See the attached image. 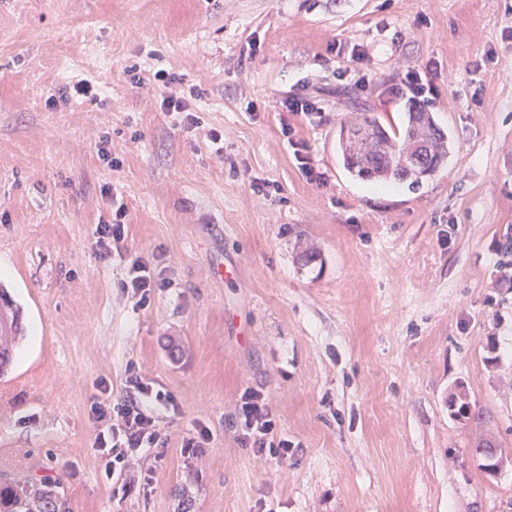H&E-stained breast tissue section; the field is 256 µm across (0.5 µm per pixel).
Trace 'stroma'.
Here are the masks:
<instances>
[{
  "instance_id": "obj_1",
  "label": "stroma",
  "mask_w": 512,
  "mask_h": 512,
  "mask_svg": "<svg viewBox=\"0 0 512 512\" xmlns=\"http://www.w3.org/2000/svg\"><path fill=\"white\" fill-rule=\"evenodd\" d=\"M410 69L435 95L401 93ZM159 71L198 123L161 110ZM80 80L92 96H58ZM305 82L320 115L282 106ZM413 103L447 164L412 188L350 176L340 123L397 126ZM117 201L126 241L103 259ZM509 236L512 0H0V287L26 330L0 376V482L70 512H512ZM134 256L163 282L145 307L120 286ZM132 370L174 402L113 482L90 406L100 381L136 399ZM248 389L286 461L241 446Z\"/></svg>"
}]
</instances>
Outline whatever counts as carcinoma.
Instances as JSON below:
<instances>
[{
    "mask_svg": "<svg viewBox=\"0 0 512 512\" xmlns=\"http://www.w3.org/2000/svg\"><path fill=\"white\" fill-rule=\"evenodd\" d=\"M431 113L408 109L406 122L394 128L366 112L337 130L336 146L344 168L353 176L414 185L445 165L448 138L437 132ZM19 312L0 289V376L13 361V343L23 336ZM0 512H66L58 498H46L28 481L14 484Z\"/></svg>",
    "mask_w": 512,
    "mask_h": 512,
    "instance_id": "cac0c4a2",
    "label": "carcinoma"
}]
</instances>
